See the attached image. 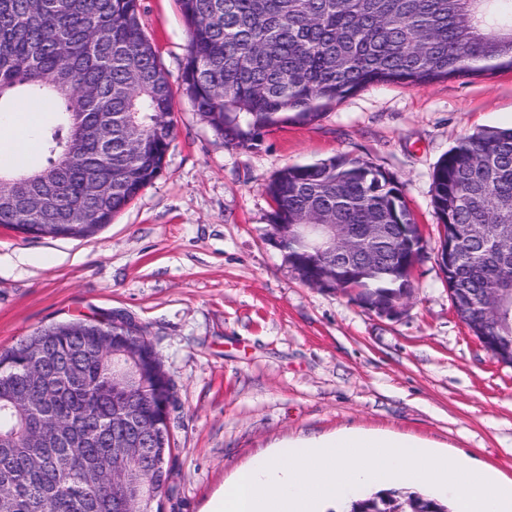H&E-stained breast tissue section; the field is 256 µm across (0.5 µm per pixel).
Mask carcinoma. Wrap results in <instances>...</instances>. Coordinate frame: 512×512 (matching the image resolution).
Wrapping results in <instances>:
<instances>
[{"label": "carcinoma", "instance_id": "carcinoma-1", "mask_svg": "<svg viewBox=\"0 0 512 512\" xmlns=\"http://www.w3.org/2000/svg\"><path fill=\"white\" fill-rule=\"evenodd\" d=\"M190 27L182 90L231 149L249 150L289 122H313L375 84H428L512 70V0H179ZM24 91L55 114L37 164L0 168V224H38L35 238L87 239L163 171L176 91L143 29L139 0H0V100ZM95 178L103 195L84 184ZM275 224H412L397 180L338 155L280 170L268 183ZM445 224L495 230L459 244L455 287L473 310L502 316L482 335L512 351V128L483 129L448 150L432 179ZM316 280L328 254L297 253ZM399 264L353 287L387 300ZM136 347L113 382L112 364ZM175 383L143 328L75 319L0 350V512H146L169 479ZM149 426V447L114 457L112 432ZM348 512H450L421 492L381 490Z\"/></svg>", "mask_w": 512, "mask_h": 512}]
</instances>
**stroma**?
<instances>
[{"instance_id": "35a3bbf8", "label": "stroma", "mask_w": 512, "mask_h": 512, "mask_svg": "<svg viewBox=\"0 0 512 512\" xmlns=\"http://www.w3.org/2000/svg\"><path fill=\"white\" fill-rule=\"evenodd\" d=\"M140 14L178 92L165 169L91 238L0 226V349L74 318L144 327L179 405L162 512H206L254 458L345 431L417 439L511 481L512 367L453 309L432 176L460 138L512 126V71L374 85L233 150L179 92L190 29L177 0H140ZM339 154L393 175L424 231L398 318L303 283L266 239L270 179Z\"/></svg>"}]
</instances>
